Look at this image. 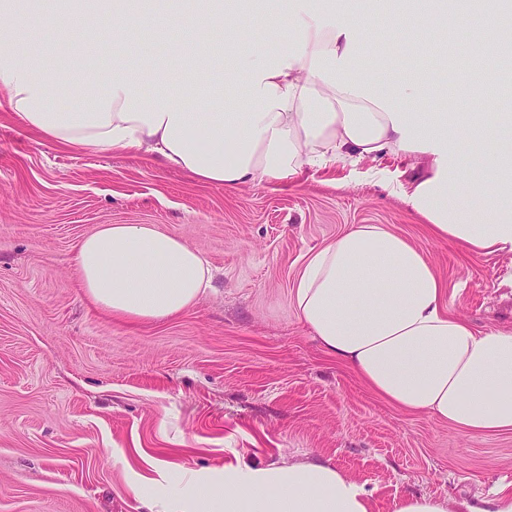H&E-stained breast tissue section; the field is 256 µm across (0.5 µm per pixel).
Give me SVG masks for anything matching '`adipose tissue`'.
<instances>
[{
	"label": "adipose tissue",
	"mask_w": 512,
	"mask_h": 512,
	"mask_svg": "<svg viewBox=\"0 0 512 512\" xmlns=\"http://www.w3.org/2000/svg\"><path fill=\"white\" fill-rule=\"evenodd\" d=\"M436 0H0V109L54 144L143 155L231 190L279 184L338 161L392 154L413 176L394 188L433 236L472 251L512 252V113L458 112L445 86L413 75L377 77L367 14L379 35H410L415 53L437 42ZM99 21L96 32L82 26ZM67 31L72 55L92 60L120 42L101 85L80 107L61 109L57 78L30 47L44 23ZM180 33L166 61L123 41L136 25ZM273 41L253 42L255 30ZM234 35L230 44L217 31ZM179 70L180 82L169 78ZM443 111H418L426 94ZM194 96L202 109L187 110ZM485 146V176H462L461 122ZM478 200L462 213L455 199ZM81 286L114 316L162 321L192 307L210 284L202 256L152 224H104L77 245ZM298 316L323 349L371 390L473 435L512 432V329H479L450 315L426 251L376 224H361L311 252L293 292ZM147 512H372L363 484L341 468L294 461H238L220 481L167 499L141 494Z\"/></svg>",
	"instance_id": "ef3b65f1"
}]
</instances>
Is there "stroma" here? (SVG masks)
Masks as SVG:
<instances>
[{"mask_svg":"<svg viewBox=\"0 0 512 512\" xmlns=\"http://www.w3.org/2000/svg\"><path fill=\"white\" fill-rule=\"evenodd\" d=\"M42 64L96 82L53 28ZM391 74L406 56L373 40ZM389 156L336 163L295 182L227 190L142 155L61 147L0 112V512H145L137 495L169 463L223 475L236 452L266 464L318 461L364 483L374 512L426 494L474 503L512 489V433L470 435L399 409L328 355L292 292L308 253L358 224L422 246L451 315L512 327V253L434 238L391 181ZM102 224H154L203 255L213 278L197 304L162 322L113 318L77 275L79 240Z\"/></svg>","mask_w":512,"mask_h":512,"instance_id":"1","label":"stroma"}]
</instances>
